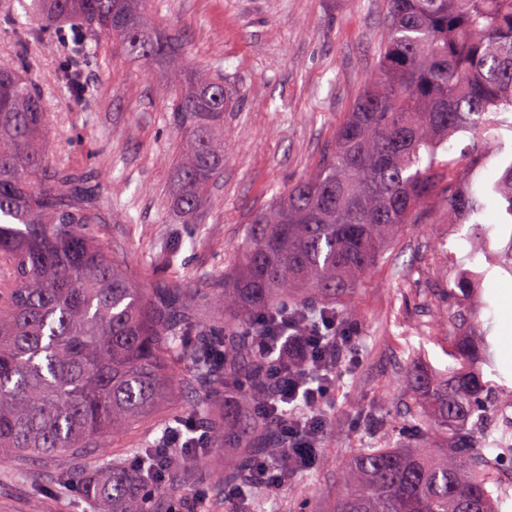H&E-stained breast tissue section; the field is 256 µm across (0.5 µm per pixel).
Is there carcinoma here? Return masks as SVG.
<instances>
[{"label": "carcinoma", "mask_w": 512, "mask_h": 512, "mask_svg": "<svg viewBox=\"0 0 512 512\" xmlns=\"http://www.w3.org/2000/svg\"><path fill=\"white\" fill-rule=\"evenodd\" d=\"M377 70L336 129L318 170L279 193L247 225L237 265L216 301L177 283L142 287L112 256L98 225L96 176L52 164L48 115L25 57L0 66V451L62 457L96 448L98 471L80 485L110 512H156L141 490L173 475L168 453L151 442L133 467L115 465L109 437L151 415L181 370L196 387L208 438L238 458L224 482L256 496L252 457L284 477L303 471L277 438L278 420L258 415L282 405L265 369L290 322L348 316L337 301L415 223L438 190L448 223L469 222L484 239L486 262L512 275V159L493 179L480 176L498 153V116L512 112V0H388ZM46 32L70 22L118 41L145 66L175 65L179 32L160 34L143 0H35ZM92 54L73 38L60 63L65 89L90 102L82 65ZM170 111L182 146L173 165V202L187 223L224 168L230 96L205 73L178 74ZM469 134L475 154L439 159L448 139ZM496 237L483 226L489 206ZM485 272L461 269L436 292L455 364L442 375L410 367L406 396L431 414L414 422L415 442L365 448L343 473L332 512H500L507 498L497 466L480 448L491 412L483 369L499 373L496 351L467 302ZM235 391L232 411L208 412L218 389Z\"/></svg>", "instance_id": "cac0c4a2"}]
</instances>
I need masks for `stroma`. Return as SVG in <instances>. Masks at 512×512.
<instances>
[{
	"label": "stroma",
	"mask_w": 512,
	"mask_h": 512,
	"mask_svg": "<svg viewBox=\"0 0 512 512\" xmlns=\"http://www.w3.org/2000/svg\"><path fill=\"white\" fill-rule=\"evenodd\" d=\"M387 0H146L162 31H179L183 66L222 75L231 93L224 114V171L209 187L211 201L195 223H181L171 193V162L181 134L161 87L173 84L164 64L127 57L116 40L91 34L93 58L83 66L95 99L79 109L57 76L58 59L73 27L51 32L55 52L24 47L33 80L51 114L52 162L97 175L101 232L139 283L175 281L207 288L222 280L238 255L254 213L275 194L309 176L336 128L375 71L385 33ZM467 226L449 223L443 194L422 207L391 250L360 283L350 302L354 319L341 325L350 341L324 405L327 434L311 469L264 493L265 512H328L342 471L362 448L389 440L393 421L406 415L408 362L447 370V330L432 315L429 288L445 284L472 255ZM484 301L492 336L503 345L504 308L512 305V276L490 268ZM196 396L176 374L172 396L156 412L113 440L112 453L156 434L159 424L193 415ZM92 454L75 458L9 455L0 460V512H97L77 483ZM233 459L216 448L204 460L184 458L192 479L163 506L201 492L196 512H237L224 497L223 469ZM68 487H60L61 474Z\"/></svg>",
	"instance_id": "stroma-1"
}]
</instances>
